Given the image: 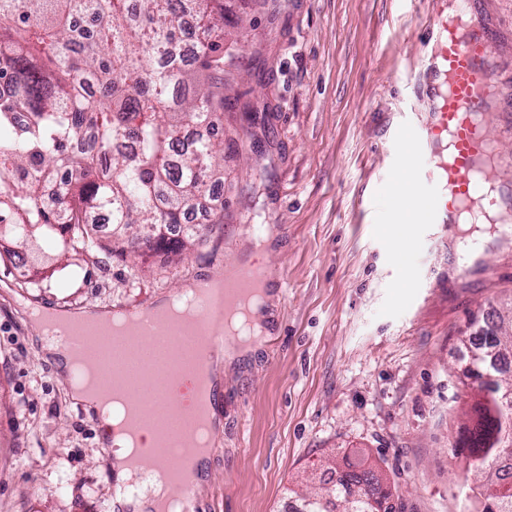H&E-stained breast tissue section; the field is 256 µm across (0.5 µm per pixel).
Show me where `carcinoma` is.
Instances as JSON below:
<instances>
[{"mask_svg":"<svg viewBox=\"0 0 512 512\" xmlns=\"http://www.w3.org/2000/svg\"><path fill=\"white\" fill-rule=\"evenodd\" d=\"M195 10L188 32L181 14ZM192 41L198 69L224 64V0H0V238L22 249L56 243L94 253L102 239L90 216H112V255L181 254L200 241L187 225L209 187L224 181V82H205L183 63ZM71 228L69 236L58 227ZM184 225L180 234L171 227ZM512 358V331L492 325L473 344L484 402L460 439L480 484L473 512H512L500 464L512 459V387L502 362ZM369 468L346 466L338 484L306 492L293 512H328L340 496L352 512H394L388 491L363 499Z\"/></svg>","mask_w":512,"mask_h":512,"instance_id":"cac0c4a2","label":"carcinoma"}]
</instances>
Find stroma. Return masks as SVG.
I'll return each instance as SVG.
<instances>
[{
  "label": "stroma",
  "mask_w": 512,
  "mask_h": 512,
  "mask_svg": "<svg viewBox=\"0 0 512 512\" xmlns=\"http://www.w3.org/2000/svg\"><path fill=\"white\" fill-rule=\"evenodd\" d=\"M456 0H227L224 183L189 256L121 260L42 246L0 260V512H111L94 413L41 354L18 307L150 306L243 262L272 279L255 355L213 362L218 397L195 512H286L347 462L395 512H471L457 454L474 401L456 368L490 311H512V230L391 233L403 132L433 110L418 35ZM490 39L482 120L512 187V0H466Z\"/></svg>",
  "instance_id": "obj_1"
}]
</instances>
